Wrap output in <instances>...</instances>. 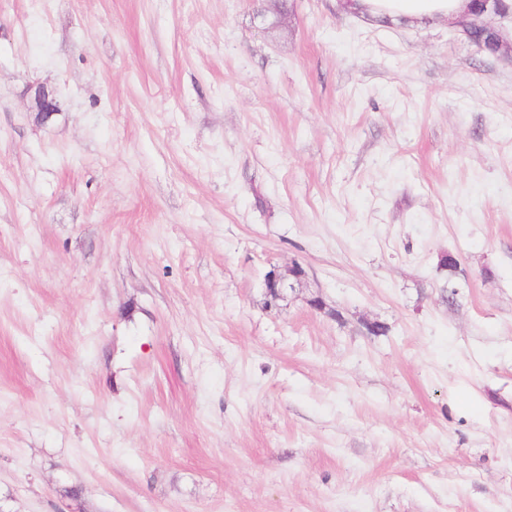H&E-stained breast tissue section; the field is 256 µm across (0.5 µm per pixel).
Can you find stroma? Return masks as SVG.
<instances>
[{
  "label": "stroma",
  "instance_id": "1",
  "mask_svg": "<svg viewBox=\"0 0 512 512\" xmlns=\"http://www.w3.org/2000/svg\"><path fill=\"white\" fill-rule=\"evenodd\" d=\"M0 512H512V60L0 0ZM305 274L304 268L300 265H292L284 272L273 269V272L266 278L269 295L274 299H279L285 288H294L295 284H300Z\"/></svg>",
  "mask_w": 512,
  "mask_h": 512
}]
</instances>
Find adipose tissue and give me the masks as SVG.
<instances>
[{"mask_svg": "<svg viewBox=\"0 0 512 512\" xmlns=\"http://www.w3.org/2000/svg\"><path fill=\"white\" fill-rule=\"evenodd\" d=\"M345 9L375 21L415 24L454 21L474 9V0H343Z\"/></svg>", "mask_w": 512, "mask_h": 512, "instance_id": "obj_1", "label": "adipose tissue"}]
</instances>
